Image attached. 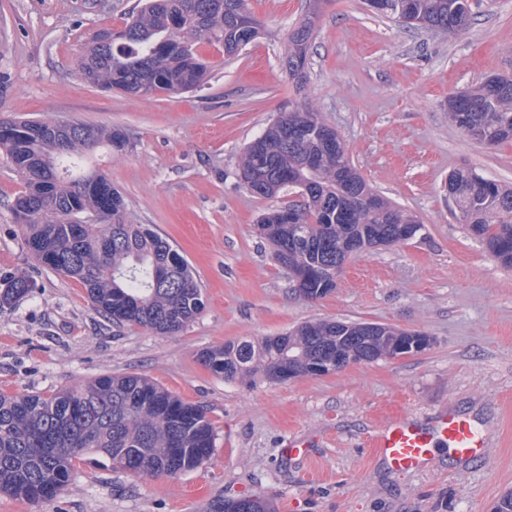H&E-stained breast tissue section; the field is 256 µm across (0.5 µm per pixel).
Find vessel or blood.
<instances>
[{
	"label": "vessel or blood",
	"mask_w": 512,
	"mask_h": 512,
	"mask_svg": "<svg viewBox=\"0 0 512 512\" xmlns=\"http://www.w3.org/2000/svg\"><path fill=\"white\" fill-rule=\"evenodd\" d=\"M371 446L392 469L414 471L421 469L439 448L464 460L484 457L487 440L469 419L448 411L429 425L407 417L390 419L373 434Z\"/></svg>",
	"instance_id": "1"
}]
</instances>
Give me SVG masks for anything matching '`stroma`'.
<instances>
[{
  "mask_svg": "<svg viewBox=\"0 0 512 512\" xmlns=\"http://www.w3.org/2000/svg\"><path fill=\"white\" fill-rule=\"evenodd\" d=\"M248 4L263 26L256 41L231 57L201 44V87L139 98L75 73L82 44L123 28L138 0L104 10L93 0H0V118L121 128L129 146L98 166L129 221L189 263L205 302L173 336L107 322L82 284L28 253L12 214L22 186L0 160V278L22 272L35 284L0 308V393L137 374L202 407L215 428L211 460L176 477H137L90 455L51 505L0 494V512H211L248 496L271 512H493L512 492V270L459 223L445 189L459 169L512 187V141L480 145L445 109L451 93L512 76V0H480L470 30L454 37L377 17L364 0H325L300 88L281 60L308 0ZM296 104L319 112L372 187L423 226L403 245L353 255L336 291L316 302L291 294L287 269L255 231L297 191L254 195L239 171L245 146ZM319 319L388 324L430 345L281 384L227 381L199 360L202 350ZM444 410L486 437L484 458L442 450L423 469L398 472L366 446L391 414L426 425Z\"/></svg>",
  "mask_w": 512,
  "mask_h": 512,
  "instance_id": "1",
  "label": "stroma"
}]
</instances>
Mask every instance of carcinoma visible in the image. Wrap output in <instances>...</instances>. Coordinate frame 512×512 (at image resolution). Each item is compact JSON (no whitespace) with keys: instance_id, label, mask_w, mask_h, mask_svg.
I'll use <instances>...</instances> for the list:
<instances>
[{"instance_id":"carcinoma-1","label":"carcinoma","mask_w":512,"mask_h":512,"mask_svg":"<svg viewBox=\"0 0 512 512\" xmlns=\"http://www.w3.org/2000/svg\"><path fill=\"white\" fill-rule=\"evenodd\" d=\"M321 0L288 36L283 66L303 82ZM475 0H376L374 14L408 29L463 33L474 20ZM248 12V21L242 13ZM260 20L247 0H139L119 31L96 32L76 63L87 85L149 97L157 91L190 92L206 78L196 44L206 41L234 56L253 42ZM448 118L484 146L512 139V77L493 76L448 95ZM0 156L23 190L13 205L29 253L41 265L80 282L95 309L116 324L175 335L204 308L202 290L188 262L160 235L129 224L122 194L90 161L99 148L123 151V130L57 120L1 119ZM241 177L255 195L286 187L303 191L298 206L264 214L261 237L291 275L306 301L333 293L347 260L405 241L422 224L373 190L348 158L336 130L307 106L281 112L250 142ZM458 218L505 268H512V188L474 169L448 176ZM94 214L91 224L80 220ZM34 288L19 273L0 284V306ZM404 330L388 324L308 321L281 336L230 342L201 354L204 365L226 380L259 377L283 382L305 377L327 362L338 371L361 358H393ZM214 426L205 411L150 379L101 375L78 389L49 395L0 393V493L46 506L68 486L75 462L103 454L112 467L136 476H167L195 469L214 451ZM212 512H269L257 499H228Z\"/></svg>"}]
</instances>
